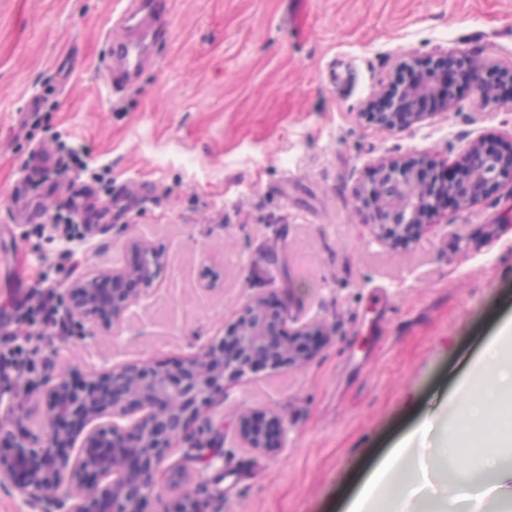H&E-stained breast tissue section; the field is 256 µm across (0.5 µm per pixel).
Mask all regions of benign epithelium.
<instances>
[{"label": "benign epithelium", "mask_w": 512, "mask_h": 512, "mask_svg": "<svg viewBox=\"0 0 512 512\" xmlns=\"http://www.w3.org/2000/svg\"><path fill=\"white\" fill-rule=\"evenodd\" d=\"M463 77L481 105L512 104V68L486 72L472 58L447 52L402 64L365 112L380 127H410L425 116L427 103L451 109L456 81ZM506 180L512 181V148L495 149L476 139L452 170L437 171L424 159L380 166L359 200L373 223L407 237L441 206L474 202ZM134 248L138 258L132 264L94 269L67 288V321L110 329L137 296L132 285L143 290L155 285L159 254L137 242ZM289 320L286 306L258 298L221 341L171 368L146 372L125 364L79 381L61 375L45 392L44 438L34 446L22 437L10 453L0 454V479L17 481L28 497L51 500L64 512H142L157 490V466L188 434L200 409L224 395L225 378L242 377L258 366L298 368L329 339L316 320H296L288 333ZM106 414L112 424L97 425ZM238 438L258 453L283 448L280 421L270 411L244 413Z\"/></svg>", "instance_id": "benign-epithelium-1"}]
</instances>
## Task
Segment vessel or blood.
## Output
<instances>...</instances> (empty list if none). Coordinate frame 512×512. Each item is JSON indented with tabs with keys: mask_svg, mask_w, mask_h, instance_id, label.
Here are the masks:
<instances>
[{
	"mask_svg": "<svg viewBox=\"0 0 512 512\" xmlns=\"http://www.w3.org/2000/svg\"><path fill=\"white\" fill-rule=\"evenodd\" d=\"M168 0H129L109 37L106 70L113 93L132 89L161 35L160 15Z\"/></svg>",
	"mask_w": 512,
	"mask_h": 512,
	"instance_id": "1",
	"label": "vessel or blood"
}]
</instances>
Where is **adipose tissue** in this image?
Here are the masks:
<instances>
[{
  "mask_svg": "<svg viewBox=\"0 0 512 512\" xmlns=\"http://www.w3.org/2000/svg\"><path fill=\"white\" fill-rule=\"evenodd\" d=\"M479 367L480 374L461 385L462 392L477 393V402L458 406L446 425H439L432 415L418 429L439 445V453L428 459L413 440L402 442L370 474L352 503L353 512H370L383 489L391 512H413L425 503L432 504L435 512H478L477 503L512 494V463L505 456L512 447V364H504L490 348ZM459 460L486 478L474 497H463L443 477L446 466Z\"/></svg>",
  "mask_w": 512,
  "mask_h": 512,
  "instance_id": "1",
  "label": "adipose tissue"
}]
</instances>
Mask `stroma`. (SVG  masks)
Masks as SVG:
<instances>
[{
	"label": "stroma",
	"instance_id": "1",
	"mask_svg": "<svg viewBox=\"0 0 512 512\" xmlns=\"http://www.w3.org/2000/svg\"><path fill=\"white\" fill-rule=\"evenodd\" d=\"M124 0H0V346L32 345L0 374V446L40 437V384L134 363L170 367L219 340L257 297L325 322L302 367L224 382L192 427L212 461L167 455L146 512L190 495L204 512H346L372 468L432 409L451 416L462 380L497 342L512 360V183L443 206L398 239L357 195L382 162L455 168L474 140L512 147V106H454L385 131L364 111L412 57L469 54L512 66V0H171L155 61L113 94L103 64ZM72 149L102 176L68 239L51 221L74 175L29 168ZM161 251L157 285L111 331L64 332L19 306L62 295L86 271ZM247 410L274 412L277 454L242 448Z\"/></svg>",
	"mask_w": 512,
	"mask_h": 512
}]
</instances>
